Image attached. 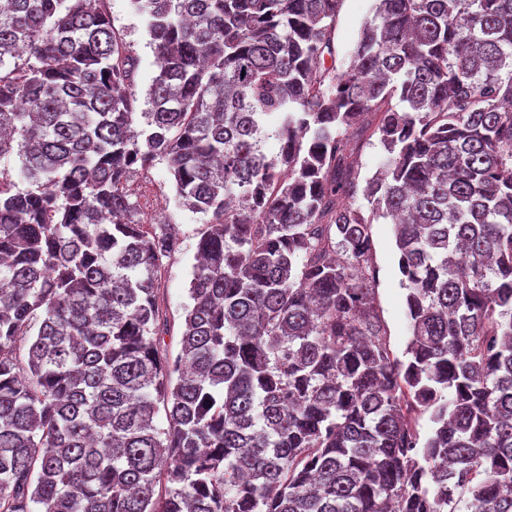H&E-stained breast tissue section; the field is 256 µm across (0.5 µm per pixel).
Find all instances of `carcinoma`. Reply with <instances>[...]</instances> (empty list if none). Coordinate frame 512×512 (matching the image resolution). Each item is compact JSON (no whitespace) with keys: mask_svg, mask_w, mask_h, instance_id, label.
Returning <instances> with one entry per match:
<instances>
[{"mask_svg":"<svg viewBox=\"0 0 512 512\" xmlns=\"http://www.w3.org/2000/svg\"><path fill=\"white\" fill-rule=\"evenodd\" d=\"M63 2L0 4V512H512V0H375L341 70L342 0H130L141 112L107 0ZM159 161L208 217L174 358ZM108 9L117 36L127 51L139 61L136 92L139 99L137 111L141 112L146 108L143 103L146 91L157 68L153 48L149 45L146 22L141 15L134 12L129 0H109ZM358 155L360 163L358 181L360 185H363L367 178L380 169L386 158V153L377 136L370 139L366 136ZM371 265L376 271V299L379 313L386 329V339L395 356L404 360V351L411 336L407 317L403 276L398 267L394 247L393 224L379 219L371 224Z\"/></svg>","mask_w":512,"mask_h":512,"instance_id":"obj_1","label":"carcinoma"}]
</instances>
